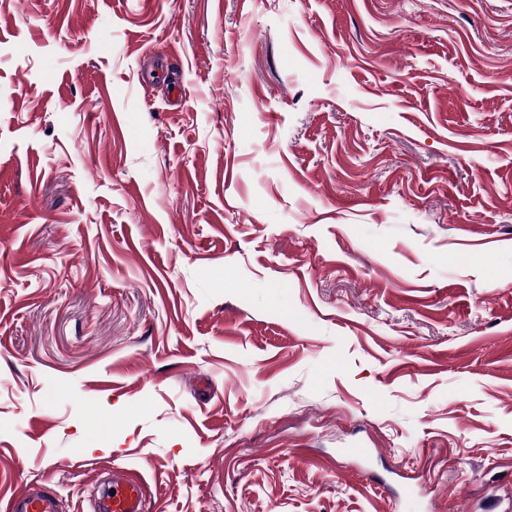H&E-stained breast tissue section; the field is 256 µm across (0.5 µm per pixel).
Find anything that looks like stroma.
Here are the masks:
<instances>
[{
    "mask_svg": "<svg viewBox=\"0 0 512 512\" xmlns=\"http://www.w3.org/2000/svg\"><path fill=\"white\" fill-rule=\"evenodd\" d=\"M100 462L505 512L512 0H0V503Z\"/></svg>",
    "mask_w": 512,
    "mask_h": 512,
    "instance_id": "obj_1",
    "label": "stroma"
}]
</instances>
